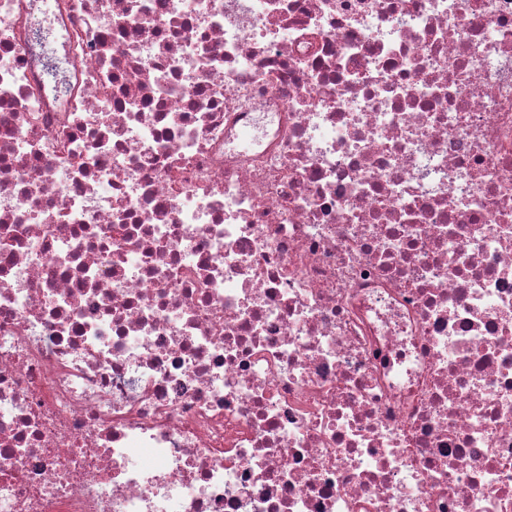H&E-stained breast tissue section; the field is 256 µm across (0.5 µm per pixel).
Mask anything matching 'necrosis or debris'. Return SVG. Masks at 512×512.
<instances>
[{
	"label": "necrosis or debris",
	"instance_id": "1",
	"mask_svg": "<svg viewBox=\"0 0 512 512\" xmlns=\"http://www.w3.org/2000/svg\"><path fill=\"white\" fill-rule=\"evenodd\" d=\"M0 512H512V0H0Z\"/></svg>",
	"mask_w": 512,
	"mask_h": 512
}]
</instances>
